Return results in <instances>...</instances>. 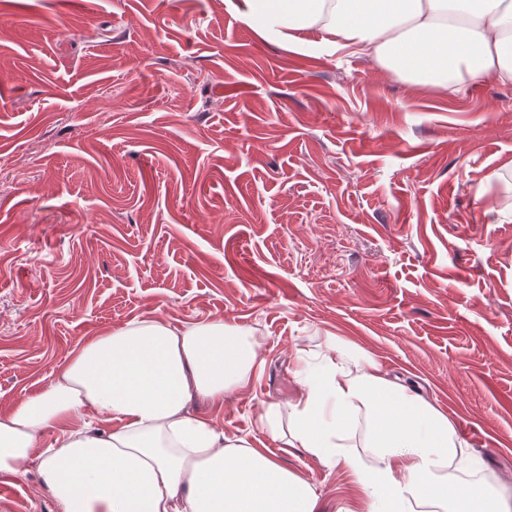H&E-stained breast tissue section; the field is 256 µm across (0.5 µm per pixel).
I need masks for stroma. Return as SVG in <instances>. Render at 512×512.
Instances as JSON below:
<instances>
[{
    "label": "stroma",
    "mask_w": 512,
    "mask_h": 512,
    "mask_svg": "<svg viewBox=\"0 0 512 512\" xmlns=\"http://www.w3.org/2000/svg\"><path fill=\"white\" fill-rule=\"evenodd\" d=\"M496 175L492 198L474 187ZM512 86L297 55L224 0L0 4V413L92 335L223 319L265 360L220 410L322 512L360 492L259 421L328 337L447 415L452 483L512 506ZM0 512H59L35 465Z\"/></svg>",
    "instance_id": "1"
}]
</instances>
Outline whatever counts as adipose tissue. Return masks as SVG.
Masks as SVG:
<instances>
[{"instance_id":"adipose-tissue-1","label":"adipose tissue","mask_w":512,"mask_h":512,"mask_svg":"<svg viewBox=\"0 0 512 512\" xmlns=\"http://www.w3.org/2000/svg\"><path fill=\"white\" fill-rule=\"evenodd\" d=\"M249 28L288 50L367 56L414 87L457 92L512 85V0H225ZM324 37L310 44L304 32ZM264 365L260 343L215 319L174 327L144 318L88 338L48 386L0 414V473L37 467L60 512H320L301 477L192 403L221 408ZM297 395L261 424L328 467L343 465L366 512H503L477 484L443 475L457 453L443 412L350 346L296 354ZM369 421L368 465L352 442Z\"/></svg>"}]
</instances>
